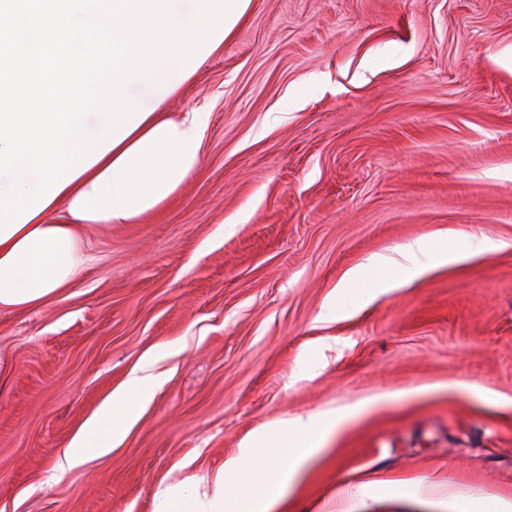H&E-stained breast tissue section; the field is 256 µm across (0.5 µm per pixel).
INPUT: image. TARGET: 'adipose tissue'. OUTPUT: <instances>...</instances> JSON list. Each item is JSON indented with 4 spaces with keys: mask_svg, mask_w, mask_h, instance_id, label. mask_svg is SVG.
<instances>
[{
    "mask_svg": "<svg viewBox=\"0 0 512 512\" xmlns=\"http://www.w3.org/2000/svg\"><path fill=\"white\" fill-rule=\"evenodd\" d=\"M179 71V63L167 62L159 73L129 85L140 112L121 123L127 138L0 243V308H35L71 286L82 261L83 225L134 223L180 191L200 162L208 115L193 109L176 120L162 111V103L183 86ZM465 258L456 239L440 234L408 244L404 264L369 258L348 271L345 282L373 280L396 288L432 265ZM157 387L155 378L131 372L72 438L68 464L103 456L121 444ZM337 424L333 416L297 417L255 434L237 457L225 461L208 491L165 490L159 512H273Z\"/></svg>",
    "mask_w": 512,
    "mask_h": 512,
    "instance_id": "obj_1",
    "label": "adipose tissue"
}]
</instances>
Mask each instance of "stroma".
Masks as SVG:
<instances>
[{"mask_svg": "<svg viewBox=\"0 0 512 512\" xmlns=\"http://www.w3.org/2000/svg\"><path fill=\"white\" fill-rule=\"evenodd\" d=\"M209 124L180 192L90 225L77 281L0 309V512H156L250 434L345 414L275 512H458L512 497V0H253L163 104ZM445 233L471 248L399 288L342 285ZM501 250L481 251L484 240ZM124 441L56 468L143 362ZM385 485L384 481L377 479H369L358 485L348 484L344 488L336 491V512H348L343 510L346 499L355 494H369L374 490ZM465 498L471 510L468 512H511L512 499L503 497L483 487L472 488Z\"/></svg>", "mask_w": 512, "mask_h": 512, "instance_id": "1", "label": "stroma"}]
</instances>
